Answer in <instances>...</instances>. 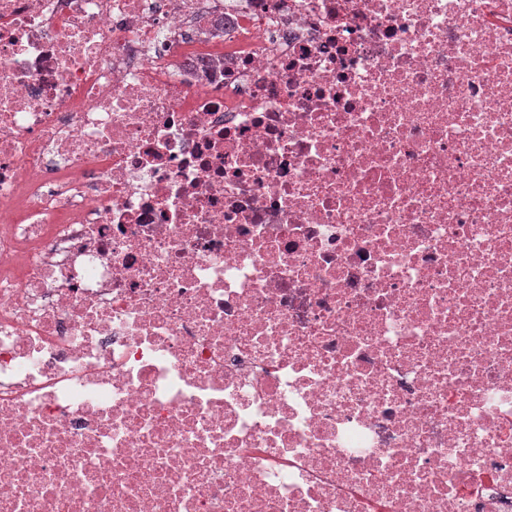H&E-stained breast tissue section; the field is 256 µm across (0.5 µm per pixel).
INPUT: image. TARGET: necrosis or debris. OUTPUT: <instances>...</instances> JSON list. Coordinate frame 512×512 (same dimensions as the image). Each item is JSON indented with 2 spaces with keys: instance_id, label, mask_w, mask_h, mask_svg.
Segmentation results:
<instances>
[{
  "instance_id": "1",
  "label": "necrosis or debris",
  "mask_w": 512,
  "mask_h": 512,
  "mask_svg": "<svg viewBox=\"0 0 512 512\" xmlns=\"http://www.w3.org/2000/svg\"><path fill=\"white\" fill-rule=\"evenodd\" d=\"M0 512H512V0H0Z\"/></svg>"
}]
</instances>
